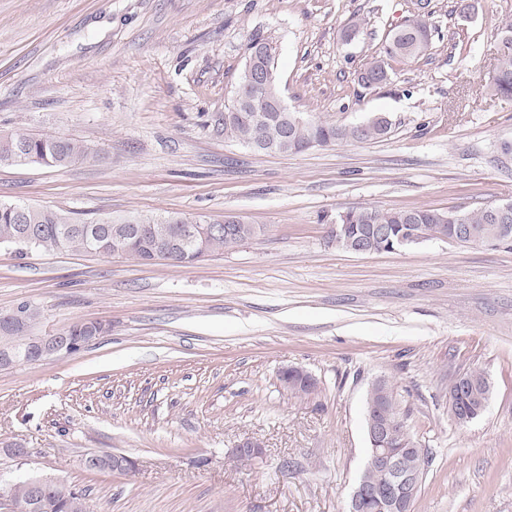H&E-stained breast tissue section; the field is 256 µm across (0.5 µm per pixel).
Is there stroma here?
<instances>
[{"label":"stroma","mask_w":512,"mask_h":512,"mask_svg":"<svg viewBox=\"0 0 512 512\" xmlns=\"http://www.w3.org/2000/svg\"><path fill=\"white\" fill-rule=\"evenodd\" d=\"M469 2L465 17L459 0H0V135L98 152L0 166V203L87 222L233 214L257 229L192 266L0 249V314L37 307L38 336L109 326L73 354L0 368V483L55 476L91 512H345L381 377L427 453L412 512H512V247L355 254L332 237L353 207L512 202V98L490 89L512 0ZM417 18L432 31L425 55L359 84ZM256 31L274 39L290 111L339 125L383 112L390 132L288 155L225 138L212 117ZM286 367L311 372L317 394L283 390ZM473 367L492 394L462 425L448 382ZM246 438L265 452L241 467L231 451ZM113 453L134 471L82 465Z\"/></svg>","instance_id":"stroma-1"}]
</instances>
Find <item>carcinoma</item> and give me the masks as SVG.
Returning <instances> with one entry per match:
<instances>
[{"label":"carcinoma","mask_w":512,"mask_h":512,"mask_svg":"<svg viewBox=\"0 0 512 512\" xmlns=\"http://www.w3.org/2000/svg\"><path fill=\"white\" fill-rule=\"evenodd\" d=\"M500 41L504 50L498 55L492 91L504 97L512 96V17H505L499 25ZM431 33L423 20H414L396 29L389 37L385 47V57L369 63L359 76L366 87L381 85L388 79L387 60L416 58L428 50ZM212 121L221 127L224 135L247 145L259 139L268 147L283 149L285 154H296L310 149V144L320 147L334 145L354 139L359 142L381 138L391 129L389 117L380 113L367 120L363 127L347 128L324 121L300 120L287 125L277 118L268 119L259 127L245 122L221 120L216 115ZM96 156V151L87 144L71 139L34 134L25 130H16L0 136V165H18L25 158L27 165L64 167L77 161ZM493 206L479 210L448 212L434 209L379 210L368 207H355L353 212L358 220L348 225L347 231L336 237L338 247L349 251L352 244L362 240L373 251L381 247V240L372 235L371 227L378 226L390 238L404 236L408 245L413 246L427 240H448L458 245H468L470 240L458 235L457 223L452 217L462 216L463 223L470 225L479 236L486 239L502 238L503 225L490 218ZM143 229L136 230L125 220L100 219L93 222H81L58 212L0 203V240L28 246L35 250L58 253H90L101 256L112 255V247L118 244L124 248V257L140 264L173 263L184 266L194 265L224 250L247 241L256 235L254 225L242 221L228 234L216 233L203 241L202 245L188 250L177 243L180 228L186 224L203 226L214 220L203 215L186 216L169 213L164 216L139 215ZM20 308L26 310L24 324L12 327L0 323V348L20 342L28 335L32 324L39 317L38 308L25 303ZM469 390L459 392L451 390L450 415L460 420L472 414L479 406V400H489L492 388L484 385V372L471 368L463 372ZM380 404L387 417L395 420L398 435L393 447L410 448L414 441L405 418L403 417L394 390H382L370 386L366 403ZM427 457L404 453L401 456V468L406 473L417 475V482H423ZM32 491L30 485L22 480L10 486V512H30ZM45 512H89L85 496L69 487L58 494L49 491L46 496Z\"/></svg>","instance_id":"carcinoma-1"}]
</instances>
